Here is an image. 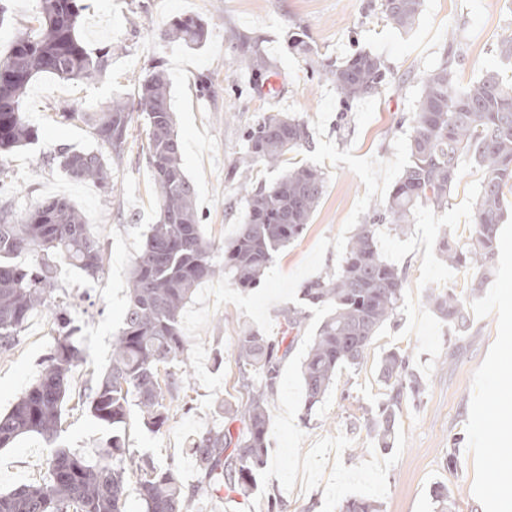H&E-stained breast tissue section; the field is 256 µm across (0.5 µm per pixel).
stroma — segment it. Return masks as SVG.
<instances>
[{"label":"stroma","instance_id":"35a3bbf8","mask_svg":"<svg viewBox=\"0 0 512 512\" xmlns=\"http://www.w3.org/2000/svg\"><path fill=\"white\" fill-rule=\"evenodd\" d=\"M80 34L90 47L113 46L106 73L94 81L35 78L26 91L25 115L37 143L16 149L0 167V208L21 215L43 200L70 199L84 213L90 232L106 256L103 273L86 275L58 265L52 305L33 311L16 345L0 354V412L9 410L38 377L41 360L57 336L54 311L80 326L84 361L70 375L71 400L62 417L59 442L87 459L98 456L105 427L87 409V388L112 360V338L122 326L128 276L149 224L157 219V199L146 165L142 120L132 124L123 153L104 150L113 189L71 180L59 166L60 148L91 150L89 126L67 120L63 110H105L113 99H133L138 81L152 65H162L171 83L182 163L196 185V206L205 236L216 244L237 234L246 212L235 165L244 153V131L268 112L304 121L311 146L304 161L325 174L323 196L301 236L266 270L257 287L244 290L224 275L223 252H215L216 274L204 280L184 307L180 331L188 348V379L171 403L160 433L130 420V450L175 462L185 486L200 475L188 440L220 429L219 401L245 405L232 347L244 328L281 336L283 313L299 305V290L334 271L358 224L381 205L409 160L407 122L419 97L420 80L436 67L448 47L459 55L457 81L467 86L498 66V44L512 35V0H423L411 31L402 34L381 19V0H84ZM0 24V58L19 33L38 25L37 0H6ZM193 16L208 27L206 43L190 49L165 38L171 20ZM306 33L311 55L294 52L290 37ZM251 46L280 77L282 101L254 87L242 61ZM382 57L390 81L370 99L355 101L340 115L335 87L318 80L316 64L336 66L353 53ZM208 78V92L199 81ZM480 172L461 165L448 206L420 207L404 235L388 226L377 231L382 257L404 271L403 306L394 325L375 336L362 363L338 372L312 415L304 413L302 363L325 309H312L280 366L268 405L270 438L260 488L239 502L191 501L188 512H267L277 495L282 512H338L343 500L377 501L381 512H435L432 491L446 486L450 512H504L512 505V485H500L486 458L512 457V443L493 436L500 420L504 381L493 365L512 349V189L505 190L507 219L501 226L497 271L477 297H470L471 273L445 262L443 234L467 238ZM453 290L466 298L469 325L458 332L427 301L430 293ZM399 349L410 359L425 390L420 400L403 398L395 438L379 448L364 421L388 390L378 375L384 351ZM223 364H215L216 354ZM50 447L37 435L0 448V492L42 483ZM457 464L448 467L449 454Z\"/></svg>","mask_w":512,"mask_h":512}]
</instances>
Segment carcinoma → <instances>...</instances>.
<instances>
[{"instance_id":"carcinoma-1","label":"carcinoma","mask_w":512,"mask_h":512,"mask_svg":"<svg viewBox=\"0 0 512 512\" xmlns=\"http://www.w3.org/2000/svg\"><path fill=\"white\" fill-rule=\"evenodd\" d=\"M38 2L39 26L17 36L0 60V165L8 154L37 140L35 128L25 118V93L37 76L48 73L94 81L108 66L109 52H94L80 38L78 0ZM421 7L422 0H382L381 13L391 28L407 32ZM166 36L199 48L207 27L197 18H179ZM498 57L500 67L487 70L465 89L456 85V57L450 52L422 78L410 120L409 160L382 208L373 213L370 223L358 225L336 271L303 287L302 306L284 314L281 338L271 339L252 328L240 332L234 351L242 378L248 381L255 373L261 383L250 386L243 409L230 400L222 402L223 429L203 431L191 439L201 480L190 489L176 466L162 465L151 454L131 451L126 445L131 411L152 431H160L167 423L166 395L183 378L169 368H185L188 360L179 327L181 311L197 286L216 272L214 247L202 232L196 207V188L182 163L168 77L156 65L142 79L137 99H115L104 112H64L67 119L84 120L97 142L117 155L127 143L133 116L144 120L146 161L157 191L158 219L148 226L132 267L123 327L112 342V362L89 395L92 416L111 430L99 458L90 462L65 448L54 449L45 480L0 493V512H128L131 489L143 512H187L198 496L221 493L233 502L253 494L266 462L268 404L291 348L288 335L301 330L306 308L329 309L302 364L310 411L337 372L358 366L377 331L396 323L400 315L405 273L381 257L375 222L384 221L403 234L420 206L447 207L448 192L465 158L482 173L470 237L460 245L445 234L439 250L450 265L477 272L472 291L482 288L494 270L504 189L512 187V80L504 75L512 69V36L501 41ZM243 62L256 73L269 68L254 50L244 51ZM314 73L334 84L346 108L358 98L377 94L388 79L384 62L370 52L356 53L335 68L320 65ZM246 143L241 160L245 170L258 163L277 169L287 154L310 147V134L305 122L271 112L248 130ZM59 158L70 179L112 189V173L100 152L62 150ZM324 187V172L299 162L269 184L255 187L250 179L243 180L244 222L224 247V269L235 284L243 289L257 286L277 253L302 234ZM25 252L36 255L35 266L12 262ZM51 257L93 277L104 270L100 242L72 202L52 198L19 217L6 210L0 213V353L13 347L34 309L49 306L55 290ZM428 302L455 328H467L464 301L455 293H433ZM54 323L59 336L38 378L9 411L0 412V448L10 447L24 435H39L50 444L58 436L69 399V377L84 356L76 338L78 327L71 319L56 312ZM407 368L408 356L400 350H389L380 358L379 375L390 391L365 425L383 449L392 444L401 396L406 391L416 397L423 392L422 381L409 375ZM339 512L380 510L371 499L353 497L341 503Z\"/></svg>"}]
</instances>
